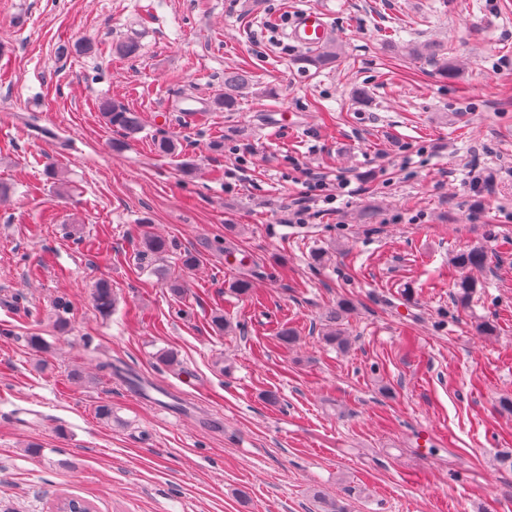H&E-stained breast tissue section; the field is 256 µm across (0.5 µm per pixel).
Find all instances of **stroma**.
<instances>
[{
    "label": "stroma",
    "instance_id": "stroma-1",
    "mask_svg": "<svg viewBox=\"0 0 512 512\" xmlns=\"http://www.w3.org/2000/svg\"><path fill=\"white\" fill-rule=\"evenodd\" d=\"M313 6L341 48L332 69L301 68L285 36ZM129 38L138 54L117 55ZM409 42L447 44L454 78ZM242 62L277 97L183 114ZM104 98L141 132L107 125ZM162 136L174 154L155 152ZM309 173L352 190L296 224ZM147 234L170 251L140 258ZM473 246L492 261L463 307L452 258ZM342 298L340 349L322 333ZM105 356L194 411L141 402L97 369ZM505 398L512 0H0V512L66 496L94 512H320V494L349 512H512Z\"/></svg>",
    "mask_w": 512,
    "mask_h": 512
}]
</instances>
